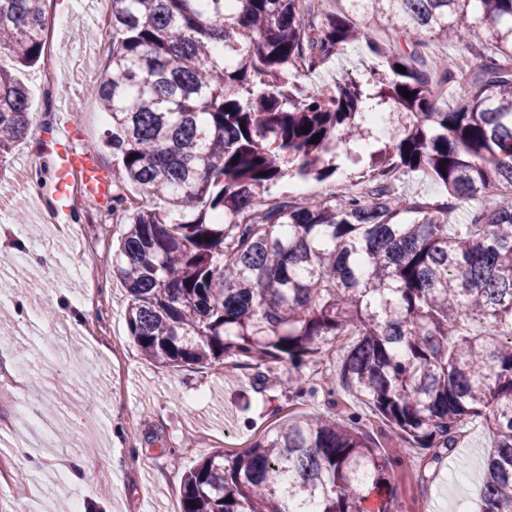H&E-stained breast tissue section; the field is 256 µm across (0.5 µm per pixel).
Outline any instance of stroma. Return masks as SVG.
<instances>
[{"label": "stroma", "mask_w": 512, "mask_h": 512, "mask_svg": "<svg viewBox=\"0 0 512 512\" xmlns=\"http://www.w3.org/2000/svg\"><path fill=\"white\" fill-rule=\"evenodd\" d=\"M49 9L45 60L21 74L32 94L33 139L16 148L0 179V327L9 331L0 338V382L18 369L27 373L19 396L0 399V512H13L18 501L29 512H57L62 502L72 512H181L185 471L215 450L248 447L291 414L355 413L363 432L387 442L390 432L372 406L319 390L322 377L335 374L336 357L303 366L318 391L301 401L285 391L283 364L261 381L230 362L170 369L144 359L128 334L124 290L113 274L121 224L87 223L80 207L74 223L55 227L43 203L47 166L34 145L66 119L76 147L111 166L101 147L109 119L97 106L96 87L82 80L85 71L107 70L112 45L99 33L110 14L103 0L92 14L82 0H50ZM366 64L353 46L303 82L317 88L339 74L357 79ZM88 257L99 270L93 282L84 272ZM20 279L25 288H14ZM85 305L90 313L76 319ZM91 383L101 397H88ZM18 445L28 458L16 456ZM493 449L492 435L477 423L436 462L410 446L395 448L403 460L400 512H476ZM70 458L83 462V483L63 471L61 460Z\"/></svg>", "instance_id": "obj_1"}]
</instances>
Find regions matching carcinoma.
Masks as SVG:
<instances>
[{"label":"carcinoma","instance_id":"carcinoma-1","mask_svg":"<svg viewBox=\"0 0 512 512\" xmlns=\"http://www.w3.org/2000/svg\"><path fill=\"white\" fill-rule=\"evenodd\" d=\"M46 2L0 0V52L13 60L0 66V166L30 125L20 73L46 55ZM233 2L110 0L98 97L112 211L125 224L112 264L129 336L166 368L234 358L261 377L285 363L296 400L316 392L301 367L334 353L327 394L367 400L436 460L466 424L487 428L495 451L480 512H512V0H348L345 12L321 0H242L241 12ZM377 17L410 20L412 50L374 41ZM485 20L497 26L489 41ZM422 33L482 58L450 105L438 101L455 70L425 61ZM353 44L374 59L365 80L302 86ZM368 103L389 113L393 134L363 158ZM348 161L369 192L258 202L290 171L338 181ZM414 173L444 197L389 183ZM126 187L147 202L128 206ZM486 194L492 208L448 231L450 212ZM398 466L347 421L291 417L184 473L182 512H366L371 496L376 512H398Z\"/></svg>","mask_w":512,"mask_h":512}]
</instances>
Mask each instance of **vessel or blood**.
Instances as JSON below:
<instances>
[{"label": "vessel or blood", "mask_w": 512, "mask_h": 512, "mask_svg": "<svg viewBox=\"0 0 512 512\" xmlns=\"http://www.w3.org/2000/svg\"><path fill=\"white\" fill-rule=\"evenodd\" d=\"M42 150L50 156L54 170L51 211L55 223H73V192L105 205L111 204V171L94 152L76 149L71 126L57 128L52 135L43 138Z\"/></svg>", "instance_id": "obj_1"}]
</instances>
